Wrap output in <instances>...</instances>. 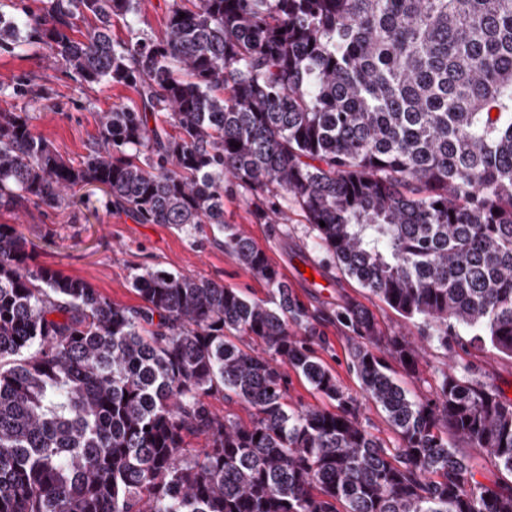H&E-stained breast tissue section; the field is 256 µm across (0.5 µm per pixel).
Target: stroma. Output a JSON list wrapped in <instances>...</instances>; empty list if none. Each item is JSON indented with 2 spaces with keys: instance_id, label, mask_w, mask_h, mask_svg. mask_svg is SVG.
Returning a JSON list of instances; mask_svg holds the SVG:
<instances>
[{
  "instance_id": "1",
  "label": "stroma",
  "mask_w": 512,
  "mask_h": 512,
  "mask_svg": "<svg viewBox=\"0 0 512 512\" xmlns=\"http://www.w3.org/2000/svg\"><path fill=\"white\" fill-rule=\"evenodd\" d=\"M138 96L129 87L88 85L63 62L37 46L0 48V111L26 112L32 131L47 140L64 160L79 163L96 136L101 113ZM224 221L240 229L261 248L287 279L298 299L312 312H331L351 300L363 305L390 336H403L421 348L415 375L396 368L395 376L410 394L433 393L437 371L449 364L459 374L475 376L500 392L512 391V360L480 348L461 334L441 349L423 326L398 315L369 290L325 262L300 208L290 200L270 203L232 183L224 185ZM0 224L16 225L28 240L32 264L48 266L88 282L122 306L142 300L131 286L137 268L151 267L210 279L252 298H266L265 284L224 250V235L211 227L179 230L169 224H140L112 205L101 187L85 186L55 209L27 205L0 211ZM317 351L342 387L361 398L360 383L348 366L346 329L335 322L321 326Z\"/></svg>"
}]
</instances>
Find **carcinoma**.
<instances>
[{
	"label": "carcinoma",
	"mask_w": 512,
	"mask_h": 512,
	"mask_svg": "<svg viewBox=\"0 0 512 512\" xmlns=\"http://www.w3.org/2000/svg\"><path fill=\"white\" fill-rule=\"evenodd\" d=\"M141 4L0 14V46L43 45L139 97L102 113L77 165L0 112V210L93 185L140 224L221 231L228 177L293 199L315 244L441 348L466 329L512 359V0H166L156 38L138 36ZM26 244L0 224V512H512V488L477 482L455 445L512 475V401L446 367L410 396L391 363L414 374L418 351L346 302L336 323L387 447L317 356L321 319L245 232L224 249L268 300L145 268L143 305L122 307L30 265ZM285 366L334 409L288 408ZM212 408L223 415H229L242 423H249L252 410L239 402L224 400L223 397H217L211 400ZM364 417L369 430L376 436L386 441L391 447L395 444L392 434L383 414L378 412L373 406L365 411Z\"/></svg>",
	"instance_id": "1"
}]
</instances>
